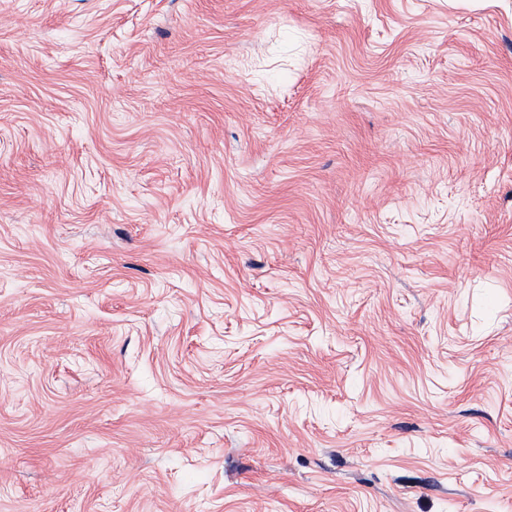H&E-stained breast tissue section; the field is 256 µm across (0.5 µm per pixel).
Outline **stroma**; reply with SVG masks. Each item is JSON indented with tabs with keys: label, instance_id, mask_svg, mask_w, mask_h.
<instances>
[{
	"label": "stroma",
	"instance_id": "stroma-1",
	"mask_svg": "<svg viewBox=\"0 0 512 512\" xmlns=\"http://www.w3.org/2000/svg\"><path fill=\"white\" fill-rule=\"evenodd\" d=\"M0 512H512V0H0Z\"/></svg>",
	"mask_w": 512,
	"mask_h": 512
}]
</instances>
